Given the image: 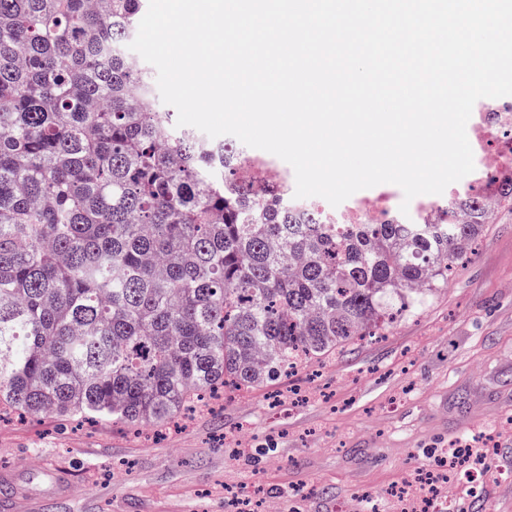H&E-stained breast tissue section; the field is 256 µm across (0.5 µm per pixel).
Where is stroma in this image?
Here are the masks:
<instances>
[{
    "instance_id": "1",
    "label": "stroma",
    "mask_w": 512,
    "mask_h": 512,
    "mask_svg": "<svg viewBox=\"0 0 512 512\" xmlns=\"http://www.w3.org/2000/svg\"><path fill=\"white\" fill-rule=\"evenodd\" d=\"M483 436L499 462L443 512H512V211L417 311L163 432L50 415L0 423V470L44 512H394L388 494ZM65 473L70 493L54 495Z\"/></svg>"
}]
</instances>
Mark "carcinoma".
<instances>
[{
    "label": "carcinoma",
    "mask_w": 512,
    "mask_h": 512,
    "mask_svg": "<svg viewBox=\"0 0 512 512\" xmlns=\"http://www.w3.org/2000/svg\"><path fill=\"white\" fill-rule=\"evenodd\" d=\"M145 0H0V413L156 431L375 335L448 283L465 224H323L179 129L124 44Z\"/></svg>",
    "instance_id": "obj_1"
}]
</instances>
